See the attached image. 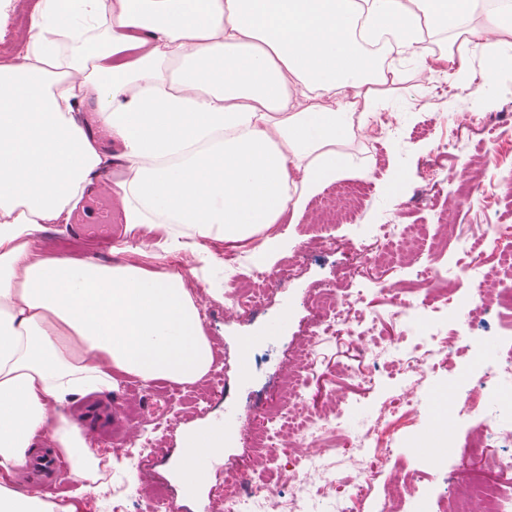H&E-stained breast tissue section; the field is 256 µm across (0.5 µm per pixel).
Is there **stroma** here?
Listing matches in <instances>:
<instances>
[{"instance_id": "obj_1", "label": "stroma", "mask_w": 512, "mask_h": 512, "mask_svg": "<svg viewBox=\"0 0 512 512\" xmlns=\"http://www.w3.org/2000/svg\"><path fill=\"white\" fill-rule=\"evenodd\" d=\"M36 4L37 0H0V60L10 57ZM450 39L448 31H433L425 77L415 76V62L407 61L402 65L405 79L381 87L375 117L382 121L387 115L393 118L380 134L382 161H375L365 137L349 131L336 151L353 166V174L327 184L306 203L292 224H274L238 242L201 236L186 224H144L131 229L116 225L119 245L130 244L147 252L143 261L146 267L155 265L152 252L174 238L186 243L188 252L195 255L196 266L189 281L207 295L210 303V314L202 326L217 346L215 356L224 368V387L222 392L212 394L207 404L197 407L175 393L170 381L143 382L130 377L121 382L118 391L90 395L64 407L63 412L79 423L93 446L112 448L125 439L126 431L113 426L110 410L118 407L124 415L143 416L144 429L159 439L157 453L145 463L149 476L143 487L165 489L172 512H222L221 489L239 467L251 461V437L263 426L260 404L276 399L279 369L285 362H297L307 336L318 329V295L324 289L345 284L353 256L360 245L375 244L380 225L391 221L415 225L423 242L421 265L443 274L440 282L431 285L396 268L374 266L367 270L359 313L365 316L367 326L373 327L375 336L404 332L402 348L407 353L421 351L432 332L448 328L447 314L437 310L434 301L447 292L452 278L467 268L470 258L461 246L462 240L492 224L496 230L484 242L488 257L512 247V206L503 200L499 183L500 163L512 164V61L491 62L481 50H474L466 76L453 77L451 91L435 94V76L448 71L443 55ZM466 114L479 117L480 125H459V118ZM443 142L450 148L441 156L437 147ZM436 168L447 173L476 174L484 187L483 196L457 201V182H432L430 174ZM362 184L367 190L346 216L317 228V216L331 192ZM450 203L455 210L448 223L454 231L447 237V249L441 251L435 247L444 235L439 214ZM37 245L49 255L91 257L104 263L114 258L112 250L95 248L66 224L44 225ZM228 253L238 254L241 270L277 267L283 273L271 285L261 306L234 319L224 316V292L232 276L224 263ZM379 280L399 281L415 301L423 303L422 312L397 317L388 297L375 287ZM273 324L278 327L274 333L269 330ZM246 340L251 341V348H243ZM362 374L368 377V384L359 383ZM459 379L451 362L429 372L423 389L426 417L390 426L397 452L389 458V465L418 474L416 489L402 503L401 512H452L449 468L432 462L431 443L437 437L435 416L448 396L449 386ZM401 380V373L388 368L383 358L361 352L353 326L342 327L321 340L309 368L296 377L308 411L322 412L330 394H338L341 399L344 429L327 437L321 452L333 458L347 452L351 436L362 423L373 419L382 404L399 395ZM166 398L172 403L170 412L157 423L146 418L147 406ZM228 406L233 408L236 420L224 438L223 453L212 458L199 483L187 486L181 467L187 436L197 428L223 422Z\"/></svg>"}]
</instances>
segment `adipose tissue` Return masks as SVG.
Returning a JSON list of instances; mask_svg holds the SVG:
<instances>
[{"label":"adipose tissue","mask_w":512,"mask_h":512,"mask_svg":"<svg viewBox=\"0 0 512 512\" xmlns=\"http://www.w3.org/2000/svg\"><path fill=\"white\" fill-rule=\"evenodd\" d=\"M478 0H40L33 51L0 63V471L49 439L85 494L96 461L62 405L119 388L118 375L201 382L214 360L183 278L125 259L48 257L43 225L68 223L112 156L72 111L93 105L132 177L112 182L129 224H191L240 241L300 210L345 172L336 144L367 126L376 88L399 81L364 47L395 36L426 55L447 29L464 58L512 51V0L472 24ZM111 18L107 36L98 22ZM196 432L187 484L223 449ZM0 512H77L0 485Z\"/></svg>","instance_id":"obj_1"}]
</instances>
